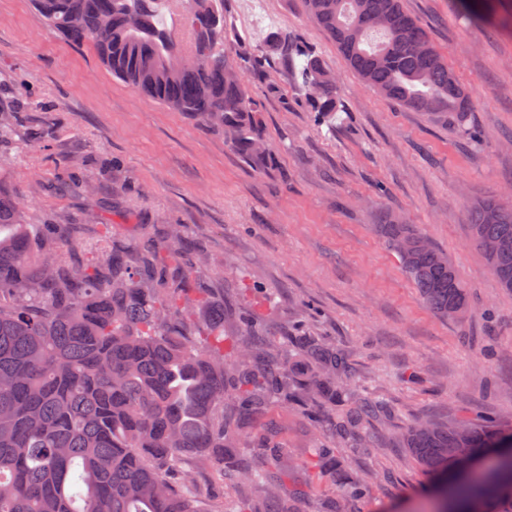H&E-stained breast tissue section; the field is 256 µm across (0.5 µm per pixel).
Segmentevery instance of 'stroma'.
<instances>
[{
    "mask_svg": "<svg viewBox=\"0 0 512 512\" xmlns=\"http://www.w3.org/2000/svg\"><path fill=\"white\" fill-rule=\"evenodd\" d=\"M403 4L469 91L478 140L364 85L302 0H265L257 19L242 0H226L233 33L252 48L269 29L283 31L338 81L342 107L327 127L290 68L267 61L261 75H247L271 153L258 164L223 132L113 78L91 44L61 39L29 0H0V107L20 131L0 141V191L23 198L25 222L138 255L165 250L180 231L184 248L168 276L186 298L223 302L227 343L246 314L262 317L274 346L325 340L347 358L356 388L388 407L387 418L366 424L368 447L344 443L318 467L294 512H311L359 477L371 482L359 512H436L433 481L403 446L405 428L490 416L512 432V292L499 287L468 221L475 199L512 196V31L490 33L456 0ZM382 211L448 254L469 291L461 321H443L419 300L374 232ZM333 415L317 403H276L262 423L304 470ZM253 495L234 471L198 474L202 512Z\"/></svg>",
    "mask_w": 512,
    "mask_h": 512,
    "instance_id": "stroma-1",
    "label": "stroma"
}]
</instances>
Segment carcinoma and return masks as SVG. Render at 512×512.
Here are the masks:
<instances>
[{"instance_id":"cac0c4a2","label":"carcinoma","mask_w":512,"mask_h":512,"mask_svg":"<svg viewBox=\"0 0 512 512\" xmlns=\"http://www.w3.org/2000/svg\"><path fill=\"white\" fill-rule=\"evenodd\" d=\"M39 21L69 42H91L112 76L172 112L224 132L259 164L269 159L261 107L242 74L258 60L231 33L224 0H33ZM350 68L387 99L444 115L469 131V92L402 0H303ZM473 20L512 25L494 0H459ZM263 59L288 60L317 120L340 108L336 79L301 41L266 35ZM23 203L0 194V512H199L195 458L224 473V449L256 447L265 468L242 464L239 476L258 494L226 512H292L285 495L302 493L291 457L266 428L242 439L273 403L322 401L343 408L311 449V464L336 453L381 404L352 390L348 365L333 345L297 336L269 355L261 321L241 320L244 336L224 358V305L180 302L163 275L164 260L99 255L76 266L57 254L51 224H26ZM473 238L500 287L512 291V203L484 198L469 209ZM375 230L398 258L422 302L454 321L469 296L448 255L414 224L381 212ZM206 313L209 340L198 345L195 316ZM435 493L453 492L458 512H485L484 501L512 512V448L489 418L454 424L415 422L403 435ZM457 448L489 462V479L469 470ZM369 481L357 479L319 512H351Z\"/></svg>"}]
</instances>
